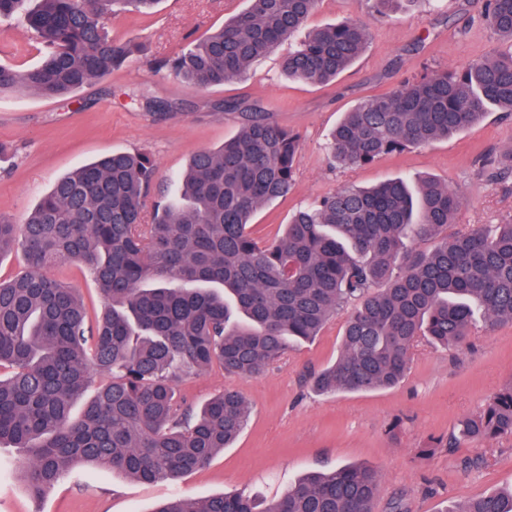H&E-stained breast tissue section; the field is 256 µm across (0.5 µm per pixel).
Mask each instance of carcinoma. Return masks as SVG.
Instances as JSON below:
<instances>
[{
    "label": "carcinoma",
    "instance_id": "carcinoma-1",
    "mask_svg": "<svg viewBox=\"0 0 512 512\" xmlns=\"http://www.w3.org/2000/svg\"><path fill=\"white\" fill-rule=\"evenodd\" d=\"M28 2L0 0V18L22 17L44 55L25 70L0 64V93L60 98L135 61L137 45L110 39L105 21L158 0ZM247 2L162 68L196 87L222 85L292 40L283 72L319 85L367 45L363 24L308 29L318 0ZM480 18L512 44V0H483ZM494 108L512 114L511 51L358 104L333 130L329 161L366 165L458 135ZM224 111L243 116L239 133L193 154L177 200L149 214L154 162L116 151L58 179L22 223L0 216V256L18 250L25 264L0 281V446L19 450L34 497L77 463L148 483L204 467L238 438L249 407L228 389L196 411L176 398V373L218 364L259 375L348 308L339 355L312 376L318 392L393 387L421 340L455 348L480 321L512 324V222L449 231L463 199L445 182L347 186L294 213L282 235L254 237L255 214L291 188L299 137L260 105L226 100ZM414 241L434 245L416 249ZM56 265L88 270L111 301L95 323L76 290L47 275ZM95 373L107 380L76 416L74 401ZM511 436L512 385L463 417L445 446ZM379 482L377 469L345 465L263 506L243 495H176L153 512H375ZM444 512H512V491Z\"/></svg>",
    "mask_w": 512,
    "mask_h": 512
}]
</instances>
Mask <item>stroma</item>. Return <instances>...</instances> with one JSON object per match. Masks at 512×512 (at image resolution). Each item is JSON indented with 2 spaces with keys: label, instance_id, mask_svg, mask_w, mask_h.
Here are the masks:
<instances>
[{
  "label": "stroma",
  "instance_id": "1",
  "mask_svg": "<svg viewBox=\"0 0 512 512\" xmlns=\"http://www.w3.org/2000/svg\"><path fill=\"white\" fill-rule=\"evenodd\" d=\"M247 7V0H161L147 14L112 16L109 37L134 41L143 53L127 68L86 85L72 98L0 94V216L22 221L61 176L113 151H139L157 165L152 199L178 195L177 176L204 147L220 146L242 127L223 103L241 99L273 112L297 133L300 152L287 197L264 206L251 230L270 240L301 207L347 185L433 176L457 188L464 205L454 222L492 226L512 220V177L493 180L497 158L512 149V120L489 112L461 135L410 146L356 168L331 165L326 143L343 112L429 70L459 69L492 51L512 50L479 17L481 0H402L391 17L372 19L367 0H319L309 24L350 20L370 28L365 50L335 81H293L280 68L287 44L248 75L199 89L157 71L155 60L178 53ZM40 59L33 34L0 21V63L17 69ZM171 106L167 116L147 100ZM342 318L289 351L264 373L232 377L214 365L177 381L198 406L225 388L238 389L250 415L235 444L177 482L142 483L90 465L33 498L20 477L0 481V512H153L174 495L202 498L244 493L258 502L283 493L309 471L339 465L376 468L375 512L403 497L409 512H443L487 492L512 487V439L437 447L464 416L512 385V324L479 331L445 349L420 342L405 378L371 392H316L307 377L339 353ZM474 467H464V460Z\"/></svg>",
  "mask_w": 512,
  "mask_h": 512
}]
</instances>
